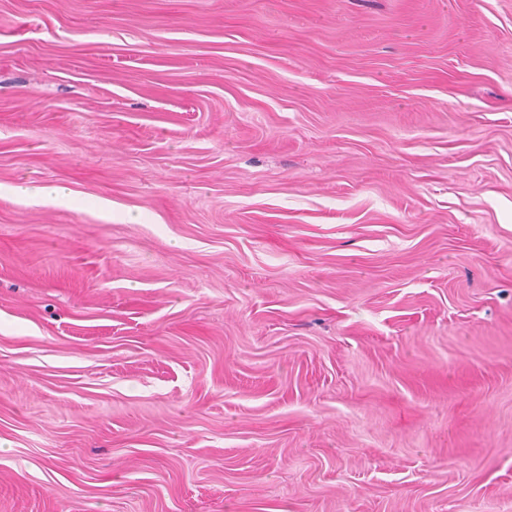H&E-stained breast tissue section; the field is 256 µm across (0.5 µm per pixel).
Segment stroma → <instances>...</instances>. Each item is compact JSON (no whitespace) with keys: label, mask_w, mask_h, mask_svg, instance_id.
<instances>
[{"label":"stroma","mask_w":512,"mask_h":512,"mask_svg":"<svg viewBox=\"0 0 512 512\" xmlns=\"http://www.w3.org/2000/svg\"><path fill=\"white\" fill-rule=\"evenodd\" d=\"M0 512H512V0H0ZM6 191L24 199L35 198L44 204L51 205L63 204L68 197L66 189L60 187L46 188L35 192L22 186H7Z\"/></svg>","instance_id":"obj_1"}]
</instances>
